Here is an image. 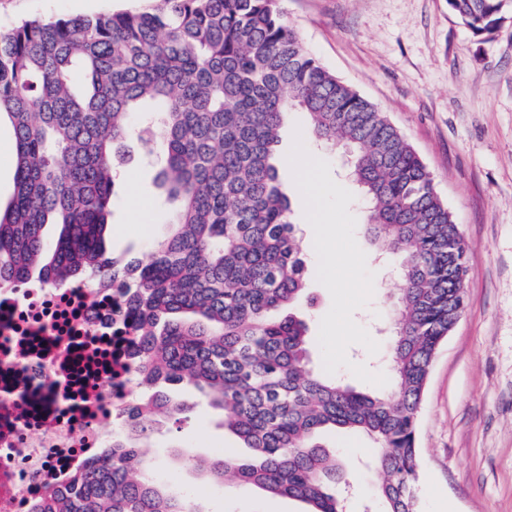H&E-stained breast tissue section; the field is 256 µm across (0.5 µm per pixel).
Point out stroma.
I'll return each mask as SVG.
<instances>
[{
	"instance_id": "obj_1",
	"label": "stroma",
	"mask_w": 512,
	"mask_h": 512,
	"mask_svg": "<svg viewBox=\"0 0 512 512\" xmlns=\"http://www.w3.org/2000/svg\"><path fill=\"white\" fill-rule=\"evenodd\" d=\"M153 0H0V29L28 19L93 16L139 10ZM291 25L308 52L371 101L404 135L430 171L440 197L468 245L465 309L433 360L416 428L421 475L420 512H512V14L498 31L474 35L448 10V0H284ZM311 143L345 179L347 157L314 141L306 113H289L277 147L286 157L294 134ZM123 171L140 176L137 189L118 183L106 247L113 255L147 258L169 231L172 206L155 184L152 158L130 137ZM288 187L302 258L305 298L297 313L318 333L330 310L318 282L313 230L304 217L289 166ZM375 290L353 318L380 345L399 282L372 265ZM181 400L188 418L164 427L153 442L157 476L199 501L207 512H303L300 502L238 483L211 479L173 464V445L194 455L241 454L242 443L224 427V414L195 388ZM360 501L374 495L375 444L345 431L329 439Z\"/></svg>"
}]
</instances>
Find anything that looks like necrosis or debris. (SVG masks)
<instances>
[{"label":"necrosis or debris","mask_w":512,"mask_h":512,"mask_svg":"<svg viewBox=\"0 0 512 512\" xmlns=\"http://www.w3.org/2000/svg\"><path fill=\"white\" fill-rule=\"evenodd\" d=\"M116 302L90 278L0 289V512H27L111 447L137 370Z\"/></svg>","instance_id":"necrosis-or-debris-1"}]
</instances>
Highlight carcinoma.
<instances>
[{
	"label": "carcinoma",
	"instance_id": "obj_1",
	"mask_svg": "<svg viewBox=\"0 0 512 512\" xmlns=\"http://www.w3.org/2000/svg\"><path fill=\"white\" fill-rule=\"evenodd\" d=\"M476 35L512 0H448ZM351 153L365 230L401 265L388 333L396 379L357 391L312 366L293 312L304 261L274 153L288 113ZM14 136V190L0 209V288L80 275L119 283L133 319L139 394L112 447L31 512H204L154 478L152 439L198 388L246 459H177L198 474L347 512L348 478L327 431L378 445V512H419L416 426L429 370L464 309L467 244L433 178L386 116L304 47L282 0H159L150 11L32 20L0 31V123ZM161 141L157 186L175 205L145 262L107 251L104 231L130 135ZM58 224L47 243L43 228Z\"/></svg>",
	"mask_w": 512,
	"mask_h": 512
}]
</instances>
